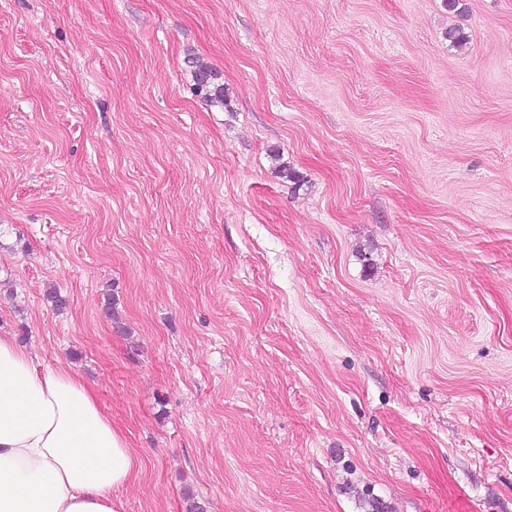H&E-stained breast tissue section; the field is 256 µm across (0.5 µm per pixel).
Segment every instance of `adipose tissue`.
Masks as SVG:
<instances>
[{
  "mask_svg": "<svg viewBox=\"0 0 512 512\" xmlns=\"http://www.w3.org/2000/svg\"><path fill=\"white\" fill-rule=\"evenodd\" d=\"M137 469L80 373L37 368L0 336V512H118L112 494Z\"/></svg>",
  "mask_w": 512,
  "mask_h": 512,
  "instance_id": "adipose-tissue-1",
  "label": "adipose tissue"
}]
</instances>
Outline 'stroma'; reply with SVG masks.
Listing matches in <instances>:
<instances>
[{"label": "stroma", "instance_id": "obj_1", "mask_svg": "<svg viewBox=\"0 0 512 512\" xmlns=\"http://www.w3.org/2000/svg\"><path fill=\"white\" fill-rule=\"evenodd\" d=\"M463 5L0 0V336L121 512H512V0ZM186 65L190 69L193 94L209 105L224 107V85L217 82L218 74L194 57H188Z\"/></svg>", "mask_w": 512, "mask_h": 512}]
</instances>
